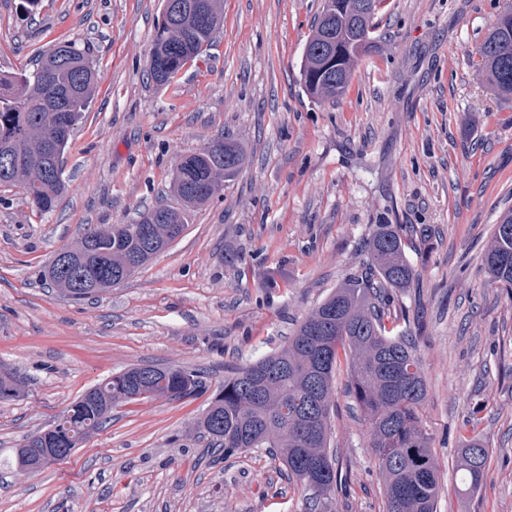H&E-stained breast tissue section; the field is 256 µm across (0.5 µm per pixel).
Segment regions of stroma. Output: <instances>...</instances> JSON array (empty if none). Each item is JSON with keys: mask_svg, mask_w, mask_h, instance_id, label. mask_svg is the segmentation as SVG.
<instances>
[{"mask_svg": "<svg viewBox=\"0 0 512 512\" xmlns=\"http://www.w3.org/2000/svg\"><path fill=\"white\" fill-rule=\"evenodd\" d=\"M0 0V72L33 69L74 40L98 70L65 155L67 191L37 215L0 186V364L27 396L0 403V512H307L267 451L224 457L200 436L206 395L119 406L67 460L8 466L24 437L86 390L140 364L227 368L282 347L299 321L360 273L373 225H403L416 271L399 304L418 338L423 424L445 488L436 512H512V290L482 262L512 208V100L478 55L505 0H386L378 48L336 102L308 97L303 47L322 0H224L210 49L168 87L148 75L161 0ZM246 161L188 215L184 232L123 285L73 302L40 273L88 224H128L173 203L179 160L208 142ZM336 466L328 512H385L359 410L335 374ZM489 451L483 485L453 495L467 421Z\"/></svg>", "mask_w": 512, "mask_h": 512, "instance_id": "obj_1", "label": "stroma"}]
</instances>
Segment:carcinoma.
<instances>
[{
	"instance_id": "1",
	"label": "carcinoma",
	"mask_w": 512,
	"mask_h": 512,
	"mask_svg": "<svg viewBox=\"0 0 512 512\" xmlns=\"http://www.w3.org/2000/svg\"><path fill=\"white\" fill-rule=\"evenodd\" d=\"M152 39L149 70L154 83L170 85L196 53L211 43L223 22L220 0H195L203 18L171 12ZM383 0H323L304 46L301 80L318 101L345 95L360 56L376 48L374 19ZM42 55L36 68L0 73V143L14 147V160L0 166V185H20L40 213L52 211L66 190L63 159L72 134L95 92L88 53L66 42ZM480 66L494 90L512 96V0L479 50ZM68 124L58 137L52 116ZM245 162L243 148L217 138L182 157L172 192L174 205L154 207L130 224H92L60 252L64 268L48 266L45 280L74 300L91 298L123 283L180 236L188 213L205 204ZM399 224H377L367 240L361 273L331 291L305 314L279 350L235 368L207 399L199 432L224 456L273 449L288 478L309 492L312 512H327L340 475L330 452V414L339 353L350 361L348 392L361 412L382 481L386 512H434L441 489L430 437L423 427L427 387L418 345L400 324L393 292L407 287L414 270L405 256ZM483 263L488 278L512 288V209L500 214ZM198 372L180 366L137 365L107 377L80 396L56 420L52 447L71 454L106 427L112 408L145 400L199 396ZM25 394L19 377L0 371V402ZM41 431L15 450L14 463L29 464V449L41 447ZM488 460L484 440L473 435L460 450L463 492L479 491ZM320 466V474L311 466Z\"/></svg>"
}]
</instances>
